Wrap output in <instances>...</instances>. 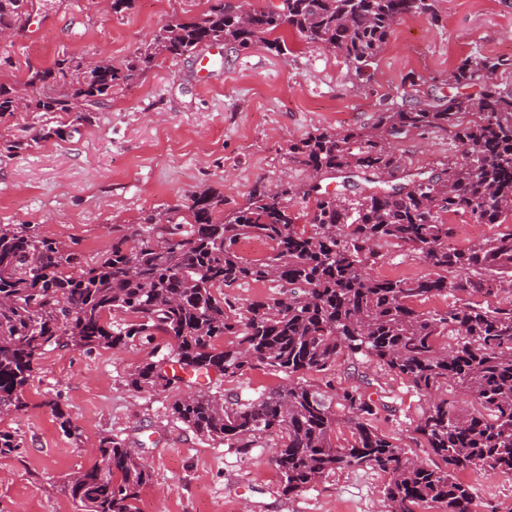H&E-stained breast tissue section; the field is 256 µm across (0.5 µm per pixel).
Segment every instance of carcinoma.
Here are the masks:
<instances>
[{
    "instance_id": "1",
    "label": "carcinoma",
    "mask_w": 512,
    "mask_h": 512,
    "mask_svg": "<svg viewBox=\"0 0 512 512\" xmlns=\"http://www.w3.org/2000/svg\"><path fill=\"white\" fill-rule=\"evenodd\" d=\"M208 2L201 20L169 22L118 67L107 57L88 63L64 52L49 67L28 69L20 84L0 82V117L38 112L47 122L74 118L43 127L26 142L5 140L0 151L64 139L112 98V90L138 82L161 57L177 60L219 42L279 52L284 27L311 46L333 47L364 80L396 22L434 7L433 0H281L275 9L252 8L242 21L240 7ZM31 7L32 0H0V30L22 31ZM508 71L512 59L468 57L448 78L462 87L483 81L475 99L455 94L394 104L369 127L318 129L290 145L291 157L314 180L363 174L375 183L355 200L318 193L310 231L295 224L293 191L278 196L264 184L227 211L223 198L194 193L186 204L150 214L113 239L94 264L33 226L1 224L0 414L26 406L34 366L50 348L92 351L165 336L166 352L131 373L129 387L178 389L184 381L179 369L231 377L258 368L285 376L287 383L268 392L226 398L198 392L170 405L176 421L244 457L263 435L279 434L273 463L284 495L304 492L336 469L371 466L389 475L387 512H477L459 473L491 468L512 474V304L484 306L470 297L512 284V230L466 250L450 249L448 215L468 214L481 224H502L512 215V90L496 82ZM467 114L474 119L464 120ZM429 129L466 147L462 161L434 177L406 170L390 145L392 138ZM158 229L172 243L165 251L154 245ZM248 237L264 240L270 252L243 260L235 246ZM382 244L419 256L434 273L372 276L369 267L380 259ZM245 280L286 288L288 297H268L238 312L224 289ZM448 294L456 300L442 310L416 309ZM225 336L229 341L217 348L215 341ZM342 354L374 359L429 397L413 432L433 463L409 457L370 425L376 404L360 388L302 381L307 372L330 370ZM445 386L470 394L478 408L460 413L440 394ZM340 409L347 418H340ZM342 424L352 440L340 447L334 437ZM19 450L14 434L0 431V455ZM96 452L100 462L69 474L64 491L82 512H138L140 490L152 480L149 465L111 436Z\"/></svg>"
}]
</instances>
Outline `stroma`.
<instances>
[{
    "mask_svg": "<svg viewBox=\"0 0 512 512\" xmlns=\"http://www.w3.org/2000/svg\"><path fill=\"white\" fill-rule=\"evenodd\" d=\"M44 18L38 40L19 35L0 42V80H23L28 68L50 66L61 52L113 63L172 19H202L207 0H133L119 15L100 11L98 0H33ZM435 16H402L376 59L370 81L355 80L341 54L306 44L285 31V49L242 51L212 45L208 63L200 53L162 59L145 79L115 90L90 123L64 139H50L18 153L0 154V224H31L51 239L79 250L87 263L100 260L128 226L148 214L180 205L209 190L226 208L242 206L257 182L295 189L291 211L306 227L313 199L304 166L288 154L315 130L341 131L372 125L380 109L402 102L411 88L421 97L456 93L449 70L472 55L512 58V0H436ZM407 169L435 176L462 158L465 148L441 132L409 134L394 142ZM449 247L512 229L479 224L466 214L448 217ZM374 275L416 278L430 274L421 258L382 246ZM152 344L47 351L24 392L23 410L0 415V430L16 434L19 453L0 456V512H79L58 488L68 473L98 461L101 437L123 440L152 467L140 493V512H382L385 473L345 467L314 487L283 495L273 464L277 436L266 435L250 457L201 437L174 420L170 403L178 391H136L127 378L149 358ZM379 403L373 421L399 440L410 456L429 463L428 448L412 429L425 406L410 382L373 361L352 364L340 357L330 371L305 374L308 384L333 380L357 385ZM283 375L262 369L224 377H187V390L247 393L282 384ZM59 405L73 434L62 431L51 407ZM483 512H512V474L486 469L462 472Z\"/></svg>",
    "mask_w": 512,
    "mask_h": 512,
    "instance_id": "obj_1",
    "label": "stroma"
}]
</instances>
